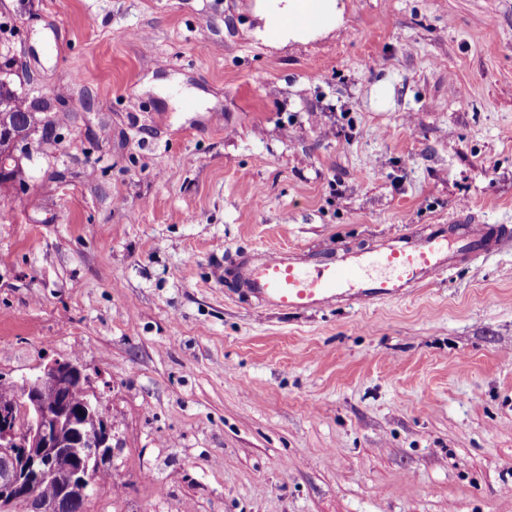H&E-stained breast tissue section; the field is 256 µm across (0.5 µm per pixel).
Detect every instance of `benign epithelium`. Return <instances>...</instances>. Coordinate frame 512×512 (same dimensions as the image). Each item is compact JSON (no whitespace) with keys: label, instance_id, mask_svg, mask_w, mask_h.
<instances>
[{"label":"benign epithelium","instance_id":"1","mask_svg":"<svg viewBox=\"0 0 512 512\" xmlns=\"http://www.w3.org/2000/svg\"><path fill=\"white\" fill-rule=\"evenodd\" d=\"M34 149L31 141L17 144L11 156L0 158V173ZM66 380L85 384L83 406L73 407L62 393L52 404L44 400V392ZM17 389L22 404L0 400V512H61L63 503L89 498L94 472L112 462V421L79 361L55 359ZM63 459L69 465L61 471ZM51 481L59 483V494L41 497L39 487Z\"/></svg>","mask_w":512,"mask_h":512}]
</instances>
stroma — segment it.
Segmentation results:
<instances>
[{
    "instance_id": "35a3bbf8",
    "label": "stroma",
    "mask_w": 512,
    "mask_h": 512,
    "mask_svg": "<svg viewBox=\"0 0 512 512\" xmlns=\"http://www.w3.org/2000/svg\"><path fill=\"white\" fill-rule=\"evenodd\" d=\"M59 137L0 185V378L79 358L122 442L87 512H512V251L282 313L255 252L512 225V0H0ZM343 0H255L253 15L262 23L254 34L262 38L268 30L276 29L278 43L308 42L336 28L343 20ZM299 14L311 17L306 25L290 23Z\"/></svg>"
}]
</instances>
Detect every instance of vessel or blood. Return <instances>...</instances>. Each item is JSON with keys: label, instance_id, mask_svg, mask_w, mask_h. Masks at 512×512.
I'll use <instances>...</instances> for the list:
<instances>
[{"label": "vessel or blood", "instance_id": "b4317fda", "mask_svg": "<svg viewBox=\"0 0 512 512\" xmlns=\"http://www.w3.org/2000/svg\"><path fill=\"white\" fill-rule=\"evenodd\" d=\"M512 246V227L456 221L385 239L361 252L331 250L311 257L263 253L231 266L238 287L261 303L291 312L318 310L338 301L398 299L407 288L441 278L456 263Z\"/></svg>", "mask_w": 512, "mask_h": 512}]
</instances>
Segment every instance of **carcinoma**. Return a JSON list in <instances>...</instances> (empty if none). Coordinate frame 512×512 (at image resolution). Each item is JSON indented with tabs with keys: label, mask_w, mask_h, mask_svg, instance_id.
I'll list each match as a JSON object with an SVG mask.
<instances>
[{
	"label": "carcinoma",
	"mask_w": 512,
	"mask_h": 512,
	"mask_svg": "<svg viewBox=\"0 0 512 512\" xmlns=\"http://www.w3.org/2000/svg\"><path fill=\"white\" fill-rule=\"evenodd\" d=\"M50 104L18 89L11 75L0 79V154L12 149L17 139H26L36 128H42V139L56 137V125L61 118H52L47 112Z\"/></svg>",
	"instance_id": "obj_1"
}]
</instances>
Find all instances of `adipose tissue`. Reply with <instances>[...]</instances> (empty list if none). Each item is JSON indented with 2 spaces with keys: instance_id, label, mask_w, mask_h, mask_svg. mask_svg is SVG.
I'll return each mask as SVG.
<instances>
[{
  "instance_id": "ef3b65f1",
  "label": "adipose tissue",
  "mask_w": 512,
  "mask_h": 512,
  "mask_svg": "<svg viewBox=\"0 0 512 512\" xmlns=\"http://www.w3.org/2000/svg\"><path fill=\"white\" fill-rule=\"evenodd\" d=\"M343 0H255L253 14L260 25L256 37L266 31L277 30L280 42H308L320 34L336 28L343 20ZM309 15L306 25L293 24L296 15Z\"/></svg>"
}]
</instances>
